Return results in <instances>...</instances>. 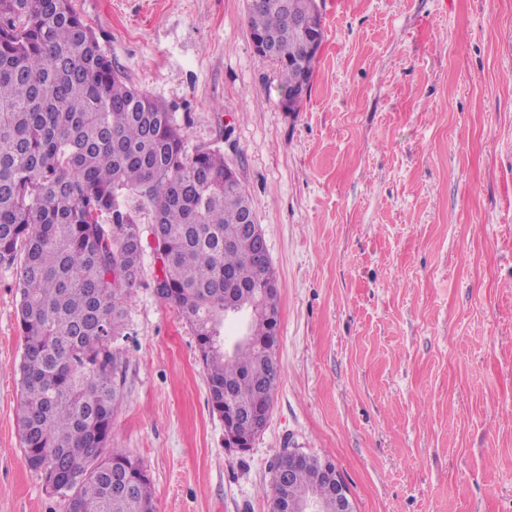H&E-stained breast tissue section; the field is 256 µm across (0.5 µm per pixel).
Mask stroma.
<instances>
[{
	"label": "stroma",
	"instance_id": "stroma-1",
	"mask_svg": "<svg viewBox=\"0 0 512 512\" xmlns=\"http://www.w3.org/2000/svg\"><path fill=\"white\" fill-rule=\"evenodd\" d=\"M74 6L235 168L278 283L272 414L241 453L142 218L112 443L155 512H271L287 448L335 463L356 512H512V0H321L294 112L246 0ZM16 274L0 265V512H65L21 447Z\"/></svg>",
	"mask_w": 512,
	"mask_h": 512
}]
</instances>
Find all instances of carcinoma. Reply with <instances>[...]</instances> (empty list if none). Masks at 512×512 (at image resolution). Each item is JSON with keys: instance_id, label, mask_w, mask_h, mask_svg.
<instances>
[{"instance_id": "cac0c4a2", "label": "carcinoma", "mask_w": 512, "mask_h": 512, "mask_svg": "<svg viewBox=\"0 0 512 512\" xmlns=\"http://www.w3.org/2000/svg\"><path fill=\"white\" fill-rule=\"evenodd\" d=\"M312 0H264L247 11L249 30L275 40L285 88L291 65L312 73L315 56L288 31V12ZM224 154L187 146L171 107L117 73L72 0H0V264L18 263L23 338L17 410L24 459L61 495L66 512H153L141 462L112 447V419L126 400L120 349L126 283L141 271L139 211L149 208L155 250L164 255L159 299L190 323L208 401L224 413L228 396L245 412L273 401V327L245 321L250 343L224 352V283L255 307L279 311L278 292L260 288L263 269L238 245L249 194L224 187ZM310 454L273 484L318 491Z\"/></svg>"}]
</instances>
